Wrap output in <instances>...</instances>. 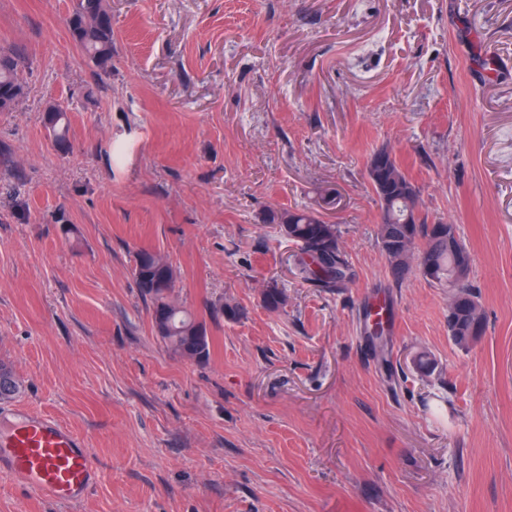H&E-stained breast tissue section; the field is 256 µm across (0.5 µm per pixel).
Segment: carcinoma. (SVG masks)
I'll list each match as a JSON object with an SVG mask.
<instances>
[{
  "instance_id": "carcinoma-1",
  "label": "carcinoma",
  "mask_w": 512,
  "mask_h": 512,
  "mask_svg": "<svg viewBox=\"0 0 512 512\" xmlns=\"http://www.w3.org/2000/svg\"><path fill=\"white\" fill-rule=\"evenodd\" d=\"M69 29L89 60L101 69L112 63V13L106 0H74L69 16ZM24 93L18 79L17 55L0 51V111L7 110ZM45 122L54 134V142L69 143L67 112L52 105L46 110ZM367 164V179L380 203L378 242L385 257L412 252L422 242L418 262L435 259L436 268L424 276L442 284L448 279L452 260L448 257V225L427 223L416 213L418 189L391 153H386L383 169ZM264 223L275 232L294 242L299 248L297 272L301 279L317 282L326 288H343L350 280V268L340 244V231L335 224L307 208L270 209ZM142 252H137L133 274L141 295L152 306V324L158 336L173 353L196 362L208 361L211 336L204 321L172 300L176 281L173 266L160 255L152 254V262L141 264ZM263 303L270 310L286 306L287 296L276 285L263 291ZM21 388L11 366L0 362V401L12 399Z\"/></svg>"
}]
</instances>
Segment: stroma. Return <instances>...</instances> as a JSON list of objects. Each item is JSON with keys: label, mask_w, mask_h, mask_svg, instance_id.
I'll list each match as a JSON object with an SVG mask.
<instances>
[{"label": "stroma", "mask_w": 512, "mask_h": 512, "mask_svg": "<svg viewBox=\"0 0 512 512\" xmlns=\"http://www.w3.org/2000/svg\"><path fill=\"white\" fill-rule=\"evenodd\" d=\"M108 6L103 70L71 0H0L24 84L0 112V359L22 383L0 412L72 428L100 469L73 504L0 472V512H512V0ZM381 149L472 254L485 331L469 349L452 289L395 277L379 247ZM305 206L337 224L346 287L302 281L264 222ZM142 249L176 269L208 362L156 335ZM271 283L283 309L262 302ZM228 301L239 321L212 317ZM45 112V122L54 134V143L67 144L70 147L67 112L55 105H51Z\"/></svg>", "instance_id": "35a3bbf8"}]
</instances>
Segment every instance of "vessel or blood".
I'll return each mask as SVG.
<instances>
[{
  "mask_svg": "<svg viewBox=\"0 0 512 512\" xmlns=\"http://www.w3.org/2000/svg\"><path fill=\"white\" fill-rule=\"evenodd\" d=\"M0 470L33 486L52 501L82 500L97 481V467L73 430L44 415L24 411L0 435Z\"/></svg>",
  "mask_w": 512,
  "mask_h": 512,
  "instance_id": "obj_1",
  "label": "vessel or blood"
}]
</instances>
